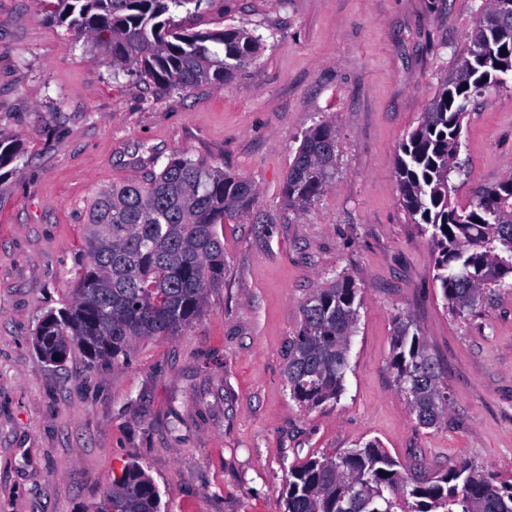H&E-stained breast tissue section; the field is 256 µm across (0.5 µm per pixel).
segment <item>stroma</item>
Instances as JSON below:
<instances>
[{
  "label": "stroma",
  "instance_id": "obj_1",
  "mask_svg": "<svg viewBox=\"0 0 512 512\" xmlns=\"http://www.w3.org/2000/svg\"><path fill=\"white\" fill-rule=\"evenodd\" d=\"M485 0H206L185 24L243 28L263 49L224 88L157 93L47 21L40 0H0V131L24 145L0 179V512H86L139 464L161 512H279L288 470L374 440L406 465L468 459L512 481V289L453 316L434 253L403 207L400 145L454 76ZM334 124L333 185L290 211L282 188L304 134ZM185 152L250 180V215L224 222V285L173 336L127 358L52 367L31 337L71 296L98 192L145 180ZM455 205L512 175V78L464 120ZM360 284L336 403L291 399L285 348L303 300L333 275ZM410 315L451 395L417 425L391 367Z\"/></svg>",
  "mask_w": 512,
  "mask_h": 512
}]
</instances>
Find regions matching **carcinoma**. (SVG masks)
I'll return each mask as SVG.
<instances>
[{"label":"carcinoma","instance_id":"obj_1","mask_svg":"<svg viewBox=\"0 0 512 512\" xmlns=\"http://www.w3.org/2000/svg\"><path fill=\"white\" fill-rule=\"evenodd\" d=\"M47 17L104 51L112 78L134 74L162 92L202 83L223 87L255 62L260 36L238 29L194 31L175 15L203 0H42ZM512 73V3L489 0L455 75L429 103L400 146L397 176L404 208L435 248L433 280L452 315L476 313L483 294L512 288V176L480 187L467 208L451 201V175L468 106L500 76ZM19 140L0 133V170L18 171ZM336 128H311L283 184L288 208L302 211L331 185ZM246 178L180 153L144 181L98 193L89 211L90 261L71 299L47 313L32 338L45 362L78 347L91 363L128 355L137 341L173 336L199 316L208 293L224 284L227 217H243L256 200ZM361 288L337 275L300 306L286 348L291 398L305 409L341 394L356 332ZM395 381L416 423L439 426L449 396L437 359L414 320L395 318ZM112 512H160L146 472L127 464L107 487ZM284 512H512V483L464 459L432 477L410 471L377 442L291 467Z\"/></svg>","mask_w":512,"mask_h":512}]
</instances>
